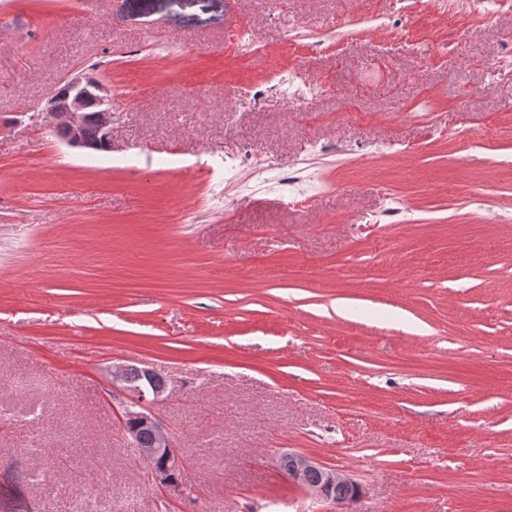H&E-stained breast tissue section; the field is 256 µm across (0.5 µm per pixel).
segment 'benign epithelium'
Listing matches in <instances>:
<instances>
[{
    "label": "benign epithelium",
    "instance_id": "1",
    "mask_svg": "<svg viewBox=\"0 0 512 512\" xmlns=\"http://www.w3.org/2000/svg\"><path fill=\"white\" fill-rule=\"evenodd\" d=\"M61 85H63L65 93L60 96L54 94L48 99L45 107L32 118L34 125L43 128L65 126L68 131L65 142L72 148L96 152L104 147L107 151H112L115 112L112 109L110 90L101 82L92 88L87 87L82 75L64 80ZM91 100L95 102L99 110L98 118L103 134L100 141H93L86 134V108ZM133 369L144 376L148 385L137 389L129 387L128 375ZM109 375L112 383L122 385L123 389L128 392L131 404L137 407L135 411L125 409L124 414L120 416L121 428L130 442L134 445L138 444L137 432L128 426V421L131 419L137 420L140 427L147 428L152 432V446L137 448L139 458L147 463L165 450L167 455L164 471L169 473L173 470H183L180 456L170 451V448L174 447L171 432L147 410L149 403L155 402L165 395L168 390L167 381L155 382L158 372L148 366L136 368L132 365L116 364L109 370ZM287 456L289 460L288 481L317 502L327 503L330 501L326 489L355 483V480L346 471L326 465L309 454L289 451ZM314 471L321 473V482L311 483L307 480L308 474Z\"/></svg>",
    "mask_w": 512,
    "mask_h": 512
}]
</instances>
